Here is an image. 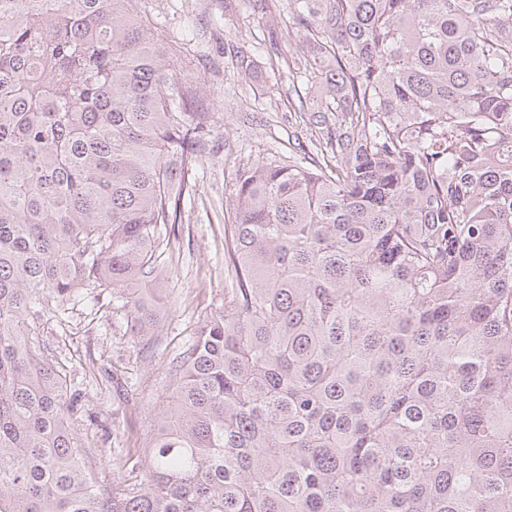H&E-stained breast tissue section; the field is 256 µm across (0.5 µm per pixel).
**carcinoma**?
Here are the masks:
<instances>
[{
  "mask_svg": "<svg viewBox=\"0 0 512 512\" xmlns=\"http://www.w3.org/2000/svg\"><path fill=\"white\" fill-rule=\"evenodd\" d=\"M138 0H0V512H512V0H288L311 134L240 174L224 311L140 478L95 477L40 325L155 330L206 112Z\"/></svg>",
  "mask_w": 512,
  "mask_h": 512,
  "instance_id": "obj_1",
  "label": "carcinoma"
}]
</instances>
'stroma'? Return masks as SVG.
I'll return each mask as SVG.
<instances>
[{"label": "stroma", "mask_w": 512, "mask_h": 512, "mask_svg": "<svg viewBox=\"0 0 512 512\" xmlns=\"http://www.w3.org/2000/svg\"><path fill=\"white\" fill-rule=\"evenodd\" d=\"M181 78L194 81L189 112L206 111L209 126L193 169L194 190L161 242V266L149 285L167 295L153 337L132 335L116 292L69 302L65 318L41 329L45 348L85 395L78 426L84 442L103 449L97 471L128 478L111 449L127 436L137 448L151 432L155 407L168 390L172 359L207 317L224 308L231 275L224 265V223L236 175L261 161H284L289 140L305 134L307 114L288 100L290 33L287 0H140ZM251 76H241L242 63Z\"/></svg>", "instance_id": "35a3bbf8"}]
</instances>
